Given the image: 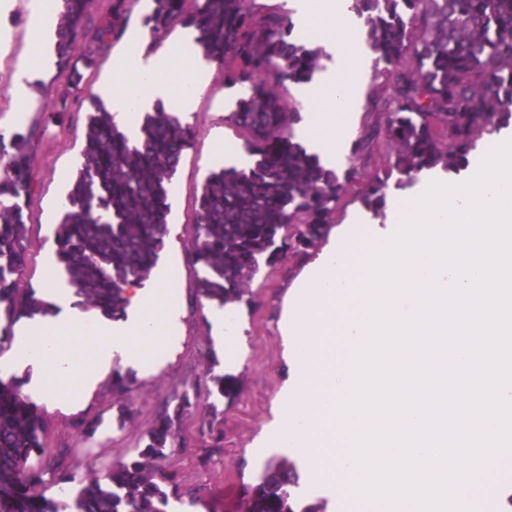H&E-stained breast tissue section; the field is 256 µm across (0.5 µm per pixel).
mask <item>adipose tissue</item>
I'll return each instance as SVG.
<instances>
[{
    "mask_svg": "<svg viewBox=\"0 0 512 512\" xmlns=\"http://www.w3.org/2000/svg\"><path fill=\"white\" fill-rule=\"evenodd\" d=\"M352 4L353 0L295 2L305 29L318 33L336 61L332 70L306 89L310 112L301 129L329 167L340 165L344 159L357 120L359 90L371 63L364 24ZM148 39L147 33H135L126 66L96 88L115 122L132 138L138 134L140 114L156 102L176 97L188 110L206 88L199 52L190 50L183 41L167 56L150 55L143 48ZM177 288L178 273L173 269L166 271L157 288H130L132 317L115 324L74 307L70 287L50 277L47 296L59 310L53 323L56 340L34 354L4 360L0 367L7 371L31 368L33 378L26 390L34 393L48 371L62 381L80 377L90 387L113 363L136 365L161 360L167 355L162 338L175 335L178 328L174 304Z\"/></svg>",
    "mask_w": 512,
    "mask_h": 512,
    "instance_id": "1",
    "label": "adipose tissue"
}]
</instances>
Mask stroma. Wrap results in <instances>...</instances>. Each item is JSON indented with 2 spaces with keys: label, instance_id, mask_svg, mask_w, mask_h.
<instances>
[{
  "label": "stroma",
  "instance_id": "obj_1",
  "mask_svg": "<svg viewBox=\"0 0 512 512\" xmlns=\"http://www.w3.org/2000/svg\"><path fill=\"white\" fill-rule=\"evenodd\" d=\"M32 0H9L0 8V134L39 123L33 169L37 190L26 209L28 250L19 285L37 290L47 286V263L55 256L54 230L61 219L63 196L60 173L76 177L82 164L81 145L88 118L99 97L95 89L124 63L130 36L143 30L149 0H133L122 37L84 69L78 90L67 98L65 109L45 107L46 97H59L54 35L46 33L42 54L30 51L35 29ZM26 69V108L16 114L13 90L19 69ZM244 87L225 86L219 71H212L209 86L192 111L182 113L195 137L184 153L170 191L169 234L157 265L143 285L156 287L161 275L176 269L179 337L168 358L141 367L121 366L129 377L128 392L113 394L111 375L95 389L75 384L72 395L41 397L46 423L43 468L59 465L74 480L92 472L103 473L127 461L144 447L159 411L182 395L198 399L175 426V438L165 452L166 469L181 485V501L190 512H225L238 495L240 483L258 475L265 463L260 449L288 407L293 389L294 364L288 353L284 324L286 296L315 259L318 249L302 256L277 252L261 262L243 300L233 304L236 315L235 355L227 357L212 332L211 316L219 303L200 299L196 283L203 275L190 253V230L195 199L210 171L233 165L234 156L218 153V143L240 144L241 138L227 117ZM233 376L237 393L218 397L209 381L210 365ZM216 404V413L207 405Z\"/></svg>",
  "mask_w": 512,
  "mask_h": 512
}]
</instances>
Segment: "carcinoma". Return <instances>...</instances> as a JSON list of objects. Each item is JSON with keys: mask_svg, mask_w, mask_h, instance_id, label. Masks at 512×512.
Listing matches in <instances>:
<instances>
[{"mask_svg": "<svg viewBox=\"0 0 512 512\" xmlns=\"http://www.w3.org/2000/svg\"><path fill=\"white\" fill-rule=\"evenodd\" d=\"M93 3L54 0L56 66L69 85L83 78L72 47ZM352 9L364 19L386 95L373 100L383 123L354 140L351 164L340 174L294 140L300 110L282 88L312 82L323 48L297 37L283 6L153 0L144 19L152 35L147 50L176 25L192 29L224 83L248 89L228 121L254 163L210 172L196 198L191 255L205 270L197 283L205 299L224 307L238 302L278 237L294 255L316 246L378 143L395 152L392 169L398 185L407 187L438 165L466 169L480 128L512 125V0H353ZM125 14L126 0H116L112 23L96 33L98 48L121 36ZM35 136L34 126L8 142L0 136V353L30 351L53 339L44 331L18 341L13 331L22 318L52 314L46 294L17 287L28 246L24 206L37 188ZM193 139V128L161 101L145 113L135 140L106 106L97 105L89 117L82 165L55 230V257L75 295L110 319L124 316L125 287L147 278L165 247L170 185ZM388 190V178L375 176L359 200L382 214ZM23 386L17 378L0 379V512H168L169 497L179 493L163 465L165 448L176 421L194 405L188 395L174 411L159 413L135 457L88 478L61 507L37 488L72 478L31 462L43 449L44 423ZM299 481L291 456L267 462L244 487L238 512H327L325 499H299Z\"/></svg>", "mask_w": 512, "mask_h": 512, "instance_id": "obj_1", "label": "carcinoma"}]
</instances>
